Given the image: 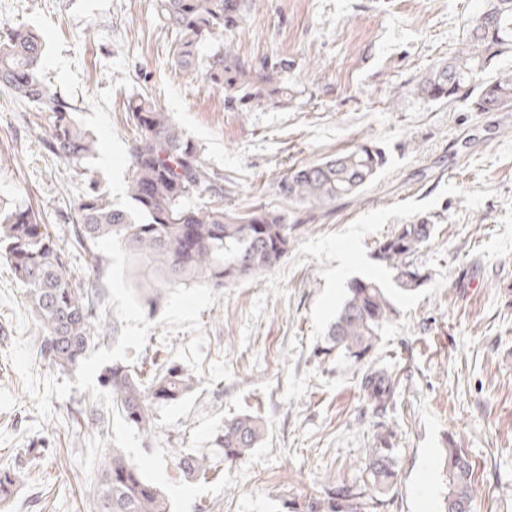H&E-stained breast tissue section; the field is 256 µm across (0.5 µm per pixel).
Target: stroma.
I'll use <instances>...</instances> for the list:
<instances>
[{"mask_svg": "<svg viewBox=\"0 0 512 512\" xmlns=\"http://www.w3.org/2000/svg\"><path fill=\"white\" fill-rule=\"evenodd\" d=\"M483 0H254L235 37L252 66L287 59V95H264L230 110L225 90L203 71L174 64L175 35L158 0H0V28L26 25L46 37L43 71L54 92L98 139L87 163L114 205L127 206L128 102L150 95L231 189L224 204L275 203L272 184L292 167L361 142L386 165L358 196L301 209L287 255L270 272L223 288L200 314L203 374L181 400L158 407L145 453L210 449L225 418L261 417L270 465L212 460L216 475L248 469L191 512H287L323 496L329 482L356 486L369 512H442L444 450L465 449L474 465L476 512H512V107L476 112L469 98L431 100L416 87L453 55ZM46 123L33 105L0 89V213L32 207L64 232L84 189L68 162L42 145ZM430 218L434 231L417 262L429 275L416 292L395 291L394 273L374 257L400 224ZM392 289L395 312L371 359L398 381L384 423L394 433V486L378 492L367 468L379 425L359 388L363 363L323 354L327 331L354 278ZM0 465L22 481L0 512H91L92 481L76 462L95 436L82 410L90 391L52 400L38 420L35 399L8 353L24 286L0 258ZM160 312L133 366L172 362L188 332L162 344Z\"/></svg>", "mask_w": 512, "mask_h": 512, "instance_id": "obj_1", "label": "stroma"}]
</instances>
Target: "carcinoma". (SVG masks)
<instances>
[{"mask_svg":"<svg viewBox=\"0 0 512 512\" xmlns=\"http://www.w3.org/2000/svg\"><path fill=\"white\" fill-rule=\"evenodd\" d=\"M251 3L247 0H160L167 27L175 33L179 68L193 70L201 43L216 45L206 66V79L229 92L228 102L259 99L267 86L286 88L281 74L288 61L260 66L261 74L245 65L234 51V36ZM44 41L27 26L0 33V89L36 105L48 123L47 150L86 177L87 190L75 205L71 225L75 244L91 254L96 278L78 282L69 272L64 249L40 217L28 208L0 215V250L14 276L25 286L28 302L42 324L41 351L48 363L63 371L78 368L94 342L115 340L116 322L96 315L100 300L97 275L103 262L96 250L98 239L115 234L134 258V268L146 289L142 301L155 309L168 288L195 282L223 288L263 275L288 253L298 218L284 207H224L222 178L201 160L197 146L170 123L165 108L153 97L140 95L128 105L135 127L127 141L129 172L126 193L131 206L117 207L109 194L88 176L84 167L96 154L98 140L77 122L72 107L53 92L43 73ZM512 55V0H484L482 12L468 25L461 47L436 66L418 87L432 100L452 101L471 94L476 112H499L512 107V70L486 77L503 56ZM386 163L381 150L366 143L297 166L275 179L278 199L304 208L325 209L338 200L357 196ZM193 195L212 198L210 204L190 207ZM434 224L419 218L399 224L382 238L375 258L396 273L398 287L413 292L423 287L427 275L417 265L418 252L429 242ZM395 309L387 289L371 278H355L327 336L329 350L360 362L375 349L384 325ZM112 395L115 408L133 429L143 435L155 430L154 409L183 398L196 384L195 376L181 366L159 368L150 384L135 370L114 361L98 378ZM374 413L384 415L397 395V384L384 366H369L360 380ZM264 434L261 418L243 414L224 421L213 444L224 449V460L237 461L256 447ZM392 431L376 435L368 450L374 485L382 491L393 485L396 469ZM175 465L186 478L209 470L202 454L179 451ZM445 471L449 493L444 512H475L469 455L448 442ZM21 475L0 467V503L17 491ZM95 512H171L161 488L147 481L134 462L118 448H109L100 474L89 488ZM368 505L356 487L335 484L325 496L308 499L301 512H366Z\"/></svg>","mask_w":512,"mask_h":512,"instance_id":"1","label":"carcinoma"}]
</instances>
